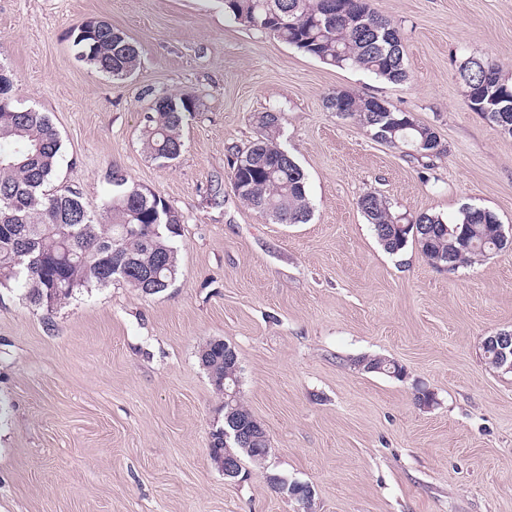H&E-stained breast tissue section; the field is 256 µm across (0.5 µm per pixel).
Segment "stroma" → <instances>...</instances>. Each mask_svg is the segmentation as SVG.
I'll list each match as a JSON object with an SVG mask.
<instances>
[{"instance_id":"obj_1","label":"stroma","mask_w":512,"mask_h":512,"mask_svg":"<svg viewBox=\"0 0 512 512\" xmlns=\"http://www.w3.org/2000/svg\"><path fill=\"white\" fill-rule=\"evenodd\" d=\"M372 5L401 33L405 83L327 66L224 0H0V64L15 105L57 129L60 182L96 205L118 169L184 217L163 293L115 282L49 313L0 290V512H301L272 475L311 485L313 512H512V375L480 349L512 330V250L454 271L414 244L391 255L357 207L374 191L450 224L486 208L512 236V136L469 109L459 77L492 57L512 83V0ZM97 17L137 44L130 77L78 58L73 32ZM149 88L200 98L169 164L143 150ZM333 91L410 113L443 154L428 166L374 140L327 107ZM271 109L307 178L305 224L272 223L230 184L234 150ZM211 338L236 348L272 448L236 482L208 455ZM376 357L403 377L358 364Z\"/></svg>"}]
</instances>
